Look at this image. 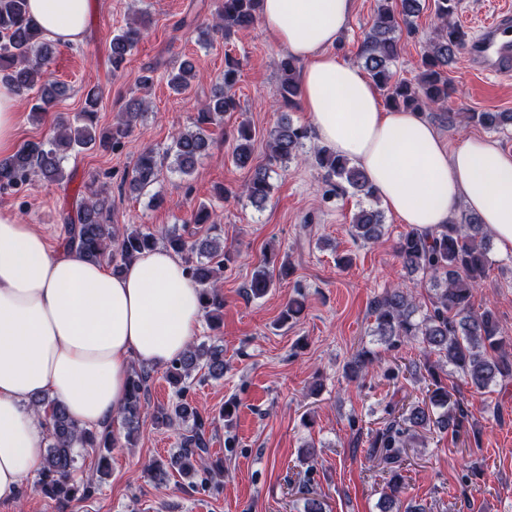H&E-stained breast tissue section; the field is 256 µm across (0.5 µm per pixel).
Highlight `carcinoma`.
Masks as SVG:
<instances>
[{"label": "carcinoma", "mask_w": 512, "mask_h": 512, "mask_svg": "<svg viewBox=\"0 0 512 512\" xmlns=\"http://www.w3.org/2000/svg\"><path fill=\"white\" fill-rule=\"evenodd\" d=\"M434 4L438 26L417 64L418 74L413 83L393 80L392 65L399 55L397 32L401 26L412 24V18L420 12V0H386L378 6L364 37L359 55L389 108L421 112L448 102L452 91L448 65L466 48L468 33L452 22L460 0H434ZM260 11L261 0H221L218 21L201 34L221 32L228 37L234 29L252 27ZM143 31L142 27L126 26L112 35L109 42L112 70L122 67L143 37ZM53 50L54 43L29 17L28 0H0V79L19 94L36 92L37 100L31 108L36 115L48 111L66 92L65 86L49 80L44 71ZM280 70L274 96L282 104L293 106L300 97L297 59L291 55L284 57ZM239 72V61L225 54L222 86L202 104L195 128L174 136L161 156L151 149L144 150L131 172L128 182L131 191L141 192L157 182L167 160L171 161L173 169L184 175L193 172L209 147L208 125L215 117L239 107L233 92ZM194 77L193 63L185 60L168 72L167 83L171 91L180 94ZM100 98L99 89H89L85 107L75 121L62 117L51 137L27 142L13 154L0 158V189L22 185L33 173L48 182H60L65 178L63 161L67 156H77L96 147L119 146L129 135L133 123L142 116L145 105L140 100H131L122 120L101 133L96 124ZM463 119L497 129L512 124V113L469 112ZM307 137L306 128L281 117L270 132L269 162L283 164L294 159ZM253 139L252 128L246 123L239 124L233 131L232 159L236 166L245 168L253 162ZM315 160L334 190L350 191L365 199L376 198V188L363 170L349 159L324 148L316 152ZM270 191L268 168L254 167L245 186L252 206L263 207ZM111 210V198L103 190L89 186L88 196L81 201L76 214L63 217L65 244L91 261L111 263L112 270L118 272L133 255L152 249L162 241L169 250L183 257L190 278L200 288L203 311L210 314L223 308L224 299L213 280L218 271L234 261L235 254L224 248V240L216 234L217 225L211 223V213L206 207L198 208L193 223L206 224L208 228L205 235L194 240L176 231L159 238L148 228L121 230L111 223ZM384 230L383 214L374 207L361 208L353 216L351 233L358 240L376 241L384 235ZM396 250L408 273L428 276L429 288L433 291L432 309L417 318L418 306L403 289L384 291L370 306V315L374 317L372 333L378 341L395 348L405 341L418 340L427 353L438 356L440 362L451 366L466 384L477 390L512 378V349H506V339L495 313L489 308L481 311L474 308L475 287L485 276L490 250V237L477 218L472 216L463 223L452 220L434 234L412 228L401 235ZM275 272L279 279H287L291 274L290 263L271 258L256 268L248 294L253 297L266 294L273 285ZM376 358L377 353L370 349L358 351L348 364L349 378L360 379ZM195 371L202 372L205 380L223 378V346L199 343L167 366L165 377L178 397L172 404L149 408L151 372L146 368L132 369L121 421L127 440L139 430L145 417L158 428L181 427L180 448L164 462H150L147 469L160 481L168 470H175L189 479L190 485L206 488L222 470L221 464L210 456L205 437L206 419L184 399ZM391 372L411 379L425 372L430 382L425 398L401 407L399 416L384 421L381 427L369 433L370 455L379 459L388 475L379 509L381 512H424L422 505L403 498L404 448L420 430L450 428L454 435H460L466 413L461 402L452 399L448 386L442 383L436 366L430 362L421 365L409 360L396 365ZM32 405L45 412L48 430L44 466L35 489L59 503L92 497L108 476L112 448L118 445L119 437L110 428L93 431L78 426L65 406L44 395L36 397ZM79 448L92 452L97 459L95 471L80 482L74 479Z\"/></svg>", "instance_id": "obj_1"}]
</instances>
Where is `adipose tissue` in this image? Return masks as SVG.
<instances>
[{
	"label": "adipose tissue",
	"mask_w": 512,
	"mask_h": 512,
	"mask_svg": "<svg viewBox=\"0 0 512 512\" xmlns=\"http://www.w3.org/2000/svg\"><path fill=\"white\" fill-rule=\"evenodd\" d=\"M356 0H263L274 40L304 60L300 96L319 143L367 174L402 223L439 231L476 215L512 254V151L480 137L445 146L419 113L384 108L358 68L333 52ZM92 0H29L46 35L77 44ZM202 300L181 259L164 248L121 273L0 211V505L18 503L40 474L47 428L33 397L64 404L80 427L111 425L132 365L163 368L190 345Z\"/></svg>",
	"instance_id": "adipose-tissue-1"
}]
</instances>
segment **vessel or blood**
Instances as JSON below:
<instances>
[{"instance_id":"vessel-or-blood-1","label":"vessel or blood","mask_w":512,"mask_h":512,"mask_svg":"<svg viewBox=\"0 0 512 512\" xmlns=\"http://www.w3.org/2000/svg\"><path fill=\"white\" fill-rule=\"evenodd\" d=\"M474 67L496 77H512V13H498L480 28L478 39L467 48Z\"/></svg>"}]
</instances>
